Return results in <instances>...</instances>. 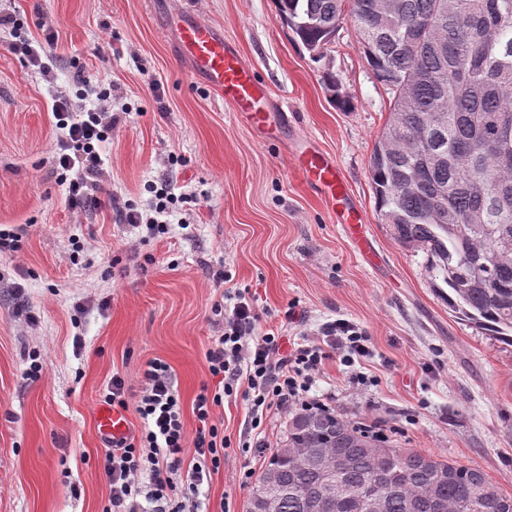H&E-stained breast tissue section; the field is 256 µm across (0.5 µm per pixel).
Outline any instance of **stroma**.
I'll return each instance as SVG.
<instances>
[{
    "instance_id": "stroma-1",
    "label": "stroma",
    "mask_w": 512,
    "mask_h": 512,
    "mask_svg": "<svg viewBox=\"0 0 512 512\" xmlns=\"http://www.w3.org/2000/svg\"><path fill=\"white\" fill-rule=\"evenodd\" d=\"M20 24L0 31V227L20 236L0 254V512H102L109 487L95 410L113 373L138 386L147 363L165 361L187 437L193 402L214 387L205 354L224 331L215 311L230 288L249 289L259 331L319 340L345 319L372 355L352 382L327 360L313 393L347 419L384 428L393 444L483 470L512 495V346L452 317L423 252L382 224L369 161L389 96L350 22L313 60L276 17L274 0H0ZM207 22L236 46L294 119L279 140L258 141L233 105L190 75L177 46L180 15ZM58 39L45 81L10 45ZM83 81H72L74 73ZM110 91L127 117L102 145L105 195L72 210L55 155L49 112L63 91L79 108ZM307 139L334 156L378 258L365 261L293 159ZM190 194L166 233L119 223L118 202L148 208L150 184ZM224 270L228 283L213 279ZM39 354L41 376L21 371ZM230 441L205 482L198 512H247L239 474H262L286 436L288 415L264 424L268 452L244 453L249 404L216 408Z\"/></svg>"
}]
</instances>
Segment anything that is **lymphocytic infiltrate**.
Returning a JSON list of instances; mask_svg holds the SVG:
<instances>
[{
  "mask_svg": "<svg viewBox=\"0 0 512 512\" xmlns=\"http://www.w3.org/2000/svg\"><path fill=\"white\" fill-rule=\"evenodd\" d=\"M52 114L61 135L57 142L56 166L70 177L67 201L70 208L84 209L98 201L102 191V159L99 148L120 121L117 113L103 105L87 112L73 109L66 94L55 96ZM232 307L224 313V332L214 339L206 361L217 384L202 389L193 403L198 422L194 438H187L180 398L168 365L155 359L148 363L138 390H130L125 379L113 376L103 391L106 404L134 406L142 426L112 442L103 458L109 485L103 512H140L141 475H149L147 492L154 512H186L205 478L218 470L227 442L215 420L214 410L226 397L243 393L251 405V427L258 435L245 442V449L263 451L266 443L259 432L271 411L290 408L322 410L326 404L311 393V382L319 373L329 350H336L340 363L350 367L371 354L368 338L349 321L339 319L328 329V345L298 344L291 353L280 351V332L256 334L260 315L248 292L233 295ZM193 444L195 462L183 468L185 444Z\"/></svg>",
  "mask_w": 512,
  "mask_h": 512,
  "instance_id": "lymphocytic-infiltrate-1",
  "label": "lymphocytic infiltrate"
}]
</instances>
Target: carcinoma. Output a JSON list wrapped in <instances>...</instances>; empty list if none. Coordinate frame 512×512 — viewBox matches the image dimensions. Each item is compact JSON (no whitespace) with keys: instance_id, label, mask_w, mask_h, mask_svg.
<instances>
[{"instance_id":"cac0c4a2","label":"carcinoma","mask_w":512,"mask_h":512,"mask_svg":"<svg viewBox=\"0 0 512 512\" xmlns=\"http://www.w3.org/2000/svg\"><path fill=\"white\" fill-rule=\"evenodd\" d=\"M276 0L277 16L314 59L349 20L392 94L369 175L382 223L428 257L455 317L512 345V0ZM341 453L352 497L381 512H512L479 468L396 449L330 410L296 411L264 474L280 512H311L323 469Z\"/></svg>"}]
</instances>
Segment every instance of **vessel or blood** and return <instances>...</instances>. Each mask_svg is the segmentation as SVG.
Instances as JSON below:
<instances>
[{"mask_svg":"<svg viewBox=\"0 0 512 512\" xmlns=\"http://www.w3.org/2000/svg\"><path fill=\"white\" fill-rule=\"evenodd\" d=\"M178 44L195 73L209 88L235 104L239 117L259 140L278 137L288 115L274 105L254 69L243 62L235 46L225 42L214 28L195 19L183 20L178 28ZM296 164L305 184L330 206L340 208L351 237L359 247H366L360 212L349 201L347 182L335 158L309 146L298 151ZM95 422L103 440L118 439L130 431L126 413L118 408L99 407Z\"/></svg>","mask_w":512,"mask_h":512,"instance_id":"1","label":"vessel or blood"}]
</instances>
